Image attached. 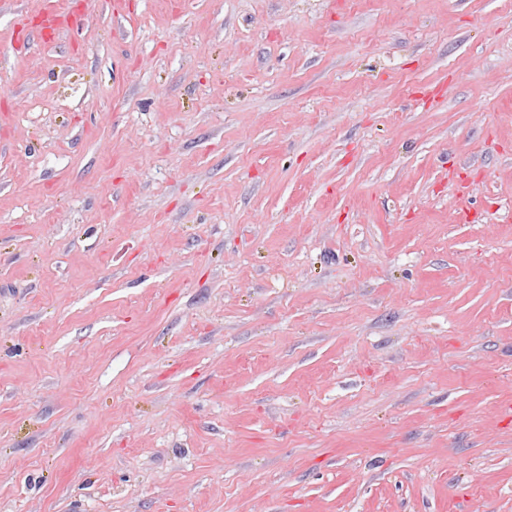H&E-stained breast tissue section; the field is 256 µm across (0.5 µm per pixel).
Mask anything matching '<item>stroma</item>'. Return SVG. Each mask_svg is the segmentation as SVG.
<instances>
[{"label": "stroma", "mask_w": 512, "mask_h": 512, "mask_svg": "<svg viewBox=\"0 0 512 512\" xmlns=\"http://www.w3.org/2000/svg\"><path fill=\"white\" fill-rule=\"evenodd\" d=\"M0 512H512V0H0Z\"/></svg>", "instance_id": "1"}]
</instances>
